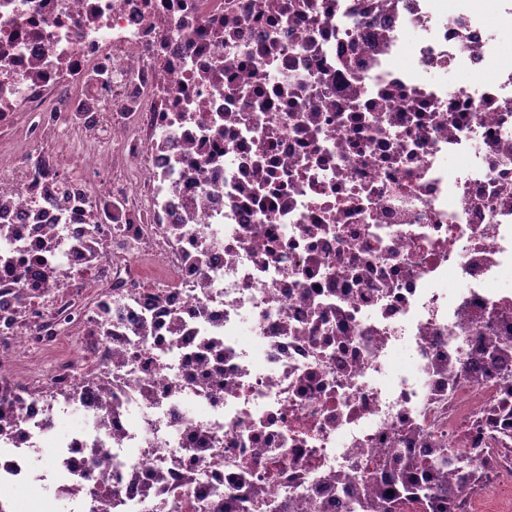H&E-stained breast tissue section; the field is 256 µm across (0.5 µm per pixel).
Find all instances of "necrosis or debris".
<instances>
[{
	"instance_id": "1",
	"label": "necrosis or debris",
	"mask_w": 512,
	"mask_h": 512,
	"mask_svg": "<svg viewBox=\"0 0 512 512\" xmlns=\"http://www.w3.org/2000/svg\"><path fill=\"white\" fill-rule=\"evenodd\" d=\"M511 53L512 0H0V503L345 512L425 448L511 494ZM58 493L63 499L70 502L69 508L73 512H86L85 509H79L72 502V499L81 498L92 499L97 504L96 510H92V512H113L112 496L114 492L112 481L104 475L92 481L75 477L69 481L67 487L58 490Z\"/></svg>"
}]
</instances>
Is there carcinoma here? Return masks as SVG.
<instances>
[{
  "instance_id": "cac0c4a2",
  "label": "carcinoma",
  "mask_w": 512,
  "mask_h": 512,
  "mask_svg": "<svg viewBox=\"0 0 512 512\" xmlns=\"http://www.w3.org/2000/svg\"><path fill=\"white\" fill-rule=\"evenodd\" d=\"M10 404H16L13 389L0 383V430L11 424ZM476 456L477 449L472 448L450 463L440 448L420 463L398 458L390 465V474L380 484V492L351 501L348 512H468L469 500L482 480ZM448 463L453 468L450 475L441 471ZM389 490L394 495L387 494ZM58 493L69 502L93 500L94 512H112V481L104 475L92 481L75 477Z\"/></svg>"
}]
</instances>
